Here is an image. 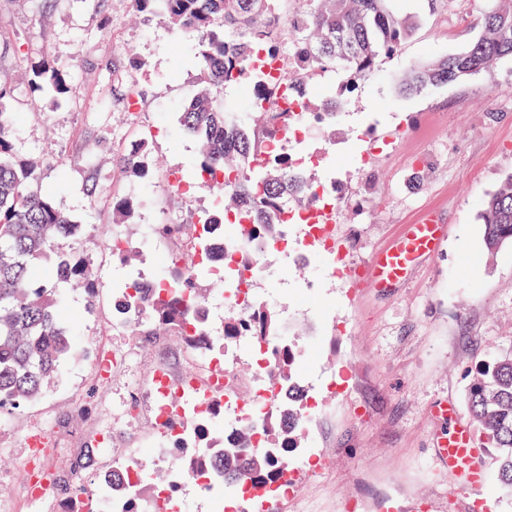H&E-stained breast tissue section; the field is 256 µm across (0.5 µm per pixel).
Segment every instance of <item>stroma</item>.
<instances>
[{
	"label": "stroma",
	"mask_w": 512,
	"mask_h": 512,
	"mask_svg": "<svg viewBox=\"0 0 512 512\" xmlns=\"http://www.w3.org/2000/svg\"><path fill=\"white\" fill-rule=\"evenodd\" d=\"M484 5L391 0L397 14L415 18L412 36L355 79L331 68L311 81V93L343 91L351 100L330 128L306 129L299 146L308 176L339 202L333 233L350 262L365 264L426 211L447 232L433 258L381 290L329 274L318 251L308 267L282 251L263 256L259 298L280 312L295 372L317 402L291 454L296 490L271 499L268 512H382L392 497L397 512H414L421 499L429 512H470L459 477L436 461L448 424L434 408L453 402L471 425L466 393L481 360L512 349V246L487 250L481 217L486 196L512 175V59L423 95L401 94L399 83L412 62L464 50ZM0 35L27 55L0 59V84L28 96V64L46 51L70 66L76 88L71 98L43 96L42 116L24 118L16 149L44 159V189L82 226L97 287L90 295L60 289V319L79 326L91 354L62 363L43 398L0 409V498L22 502L21 512H58L81 459H93L78 479L88 497L102 471L134 453L148 458L149 378L160 365L178 379L190 371L180 338L115 333L126 270L112 259V213L102 203L89 209L83 183L91 176L108 192L137 195L138 215L122 232L136 271L159 276V251L185 243L147 236L148 225L190 223L211 202L203 185L182 193L167 181L174 171L190 178L195 167L197 143L182 132L179 112L201 73L189 63L191 45L160 17L134 12L130 0H0ZM141 141L157 162L145 185L118 165ZM101 433L112 448L106 459L96 454ZM32 434L44 440L53 484L30 500Z\"/></svg>",
	"instance_id": "stroma-1"
}]
</instances>
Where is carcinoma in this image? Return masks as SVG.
<instances>
[{
	"label": "carcinoma",
	"mask_w": 512,
	"mask_h": 512,
	"mask_svg": "<svg viewBox=\"0 0 512 512\" xmlns=\"http://www.w3.org/2000/svg\"><path fill=\"white\" fill-rule=\"evenodd\" d=\"M310 11L282 13L276 0H131L139 14L164 18L179 35L194 41L195 60L203 86L180 113L183 130L198 144L196 169L209 174L204 182L213 198L209 220L198 222L196 239L207 249L216 236L214 226H247V241L224 239L237 255V265L219 269L190 259L170 263L164 276L145 284L135 281L122 291L127 306L141 313L133 329L155 335L159 331L180 337L197 349L209 334L205 297L196 280L207 274L232 290L239 284L233 270L256 260L248 242L267 249L277 247L280 225L294 208L293 200L310 205L307 185L292 179L295 158L283 148L282 136L309 111L336 117L343 100L331 97L311 109L301 102L302 114L276 112L274 91L262 83L264 60L281 53L274 37L278 30L293 39L295 66L290 74L314 75L330 62L348 74L374 69L414 30V23L386 7L388 0H311ZM478 17V37L465 50L436 62L412 64L399 90L420 95L440 84L463 80L496 61L512 57V0H489ZM250 80L248 92L266 101L269 110L254 126L250 117L225 111L224 87ZM30 95L21 112L0 111V408H16L48 391L62 360L78 353L74 328L60 325L57 290L75 282L87 293L95 289L90 264L77 247L82 225L61 211L41 188L44 168L16 151L15 135L28 112H37L41 96L71 97L75 93L66 68L49 54L30 67ZM122 173L139 184L153 176L149 153L131 151L120 160ZM224 173V180L214 179ZM112 223L129 224L138 199L111 194ZM484 242L494 252L512 244V175L483 204ZM70 240L66 250L49 254L55 241ZM250 336L265 347L263 356L280 376L291 381L288 406L278 423L271 418H243L234 448H203L182 462L181 470H196L212 482L236 488L275 485L288 471V454L300 447V432L308 418L305 389L293 378L295 352L279 337V323L271 309L256 303L241 316L228 310L220 335L223 344ZM479 447L491 455L492 477L499 499L512 512V350L493 351L482 360L467 396ZM112 495L123 512H140L142 485L130 486L123 467L105 472Z\"/></svg>",
	"instance_id": "carcinoma-1"
}]
</instances>
